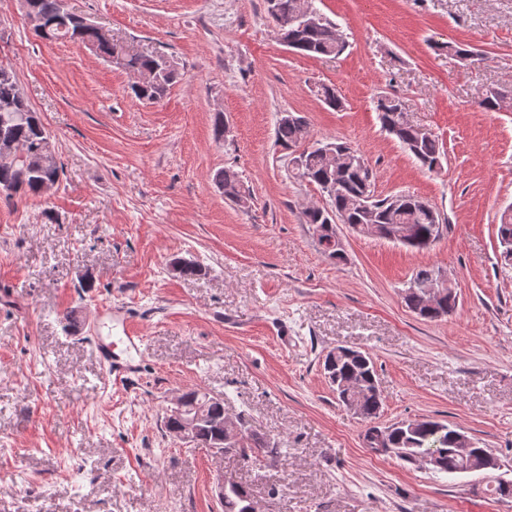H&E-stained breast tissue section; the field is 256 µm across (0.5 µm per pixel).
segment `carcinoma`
<instances>
[{"instance_id": "1", "label": "carcinoma", "mask_w": 512, "mask_h": 512, "mask_svg": "<svg viewBox=\"0 0 512 512\" xmlns=\"http://www.w3.org/2000/svg\"><path fill=\"white\" fill-rule=\"evenodd\" d=\"M267 12L278 28L279 34L294 45V49L309 56H332L342 53L346 41L336 23L321 17L314 27H301L293 21L300 9L301 0H266ZM26 16L33 18L35 34L48 41L73 39L85 44L106 62L139 75H152L144 85H132L135 96L148 102H159L170 86L183 76L173 57L149 50L122 38L107 40L86 19L74 15L65 7V0H24ZM6 67L0 65V195L12 198L40 196L60 180L62 166L57 160L51 136L38 113L31 107L15 75H2ZM316 95L328 107L337 109L342 101L330 85L318 86ZM376 110L382 128L409 152L422 166L433 171L442 165L446 153L442 142L432 136H421L409 122L399 99L382 96ZM309 130L304 118L295 121L277 120L276 143L288 150L303 149V164L291 167L293 178L316 185L329 199V207L344 224L374 225V236L388 241L393 230L408 224L414 231L415 242L409 247L416 250L430 248L438 237L434 226L442 223L437 209L429 202L410 194L399 200L389 196L372 197L370 210L356 207L359 196L374 192L375 173L368 159L359 150L340 140L334 145L349 154L336 158L315 146L307 145ZM215 181L224 190V197L241 207L249 206L251 195L245 189L237 172L224 169L215 175ZM499 242L512 241V210L503 211L497 224ZM435 269L421 267L407 284L414 292L405 296L407 307L417 316L440 320L455 313L458 307L456 291L449 295L435 310L427 309L428 297L422 290L432 279ZM326 378L336 392L340 403L355 407L366 423L363 439L370 440L368 448L380 449V454L394 457L409 464L418 461L425 451L437 454L436 463L430 467L435 473L458 475L466 473L464 460L457 455L454 437L456 427L432 419L402 421L381 427L375 423L383 399L379 389L375 363L370 355L358 349L338 346L328 353L323 364ZM190 408L206 407L207 420L197 437L196 445L213 448L219 443L224 423V402L214 400L198 390L184 394ZM244 464L259 457L275 459L280 454L276 444L264 441L249 428L236 448L224 449ZM252 491L249 486L230 477L224 482V512H246V500Z\"/></svg>"}]
</instances>
